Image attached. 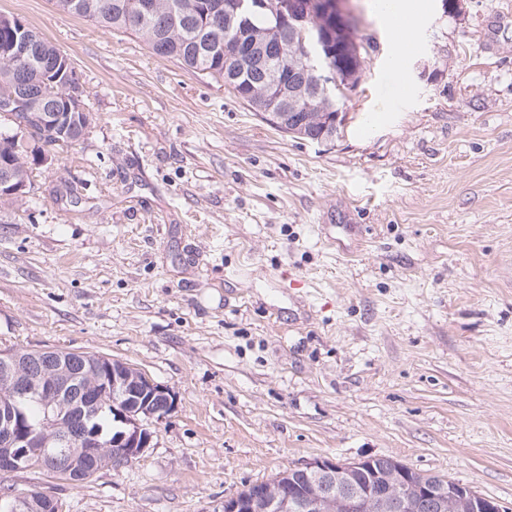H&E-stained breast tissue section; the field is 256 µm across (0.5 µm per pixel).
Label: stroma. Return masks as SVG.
<instances>
[{
	"label": "stroma",
	"instance_id": "obj_1",
	"mask_svg": "<svg viewBox=\"0 0 512 512\" xmlns=\"http://www.w3.org/2000/svg\"><path fill=\"white\" fill-rule=\"evenodd\" d=\"M424 0L401 66L372 0L334 144L276 130L128 33L0 0L73 60L88 135L0 212V350L91 352L170 389L149 448L62 512H224L320 457H393L512 512V0Z\"/></svg>",
	"mask_w": 512,
	"mask_h": 512
}]
</instances>
